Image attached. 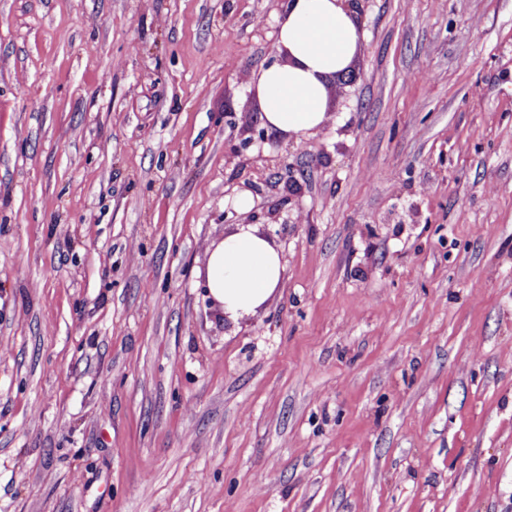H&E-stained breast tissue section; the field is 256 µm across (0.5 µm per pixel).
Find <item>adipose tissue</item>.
<instances>
[{"label":"adipose tissue","instance_id":"ef3b65f1","mask_svg":"<svg viewBox=\"0 0 512 512\" xmlns=\"http://www.w3.org/2000/svg\"><path fill=\"white\" fill-rule=\"evenodd\" d=\"M277 48L290 64H272L254 80L264 124L303 140L326 120V82L349 64L364 33L342 0H284L276 18ZM278 249L252 225H241L212 246L206 283L226 317L254 315L279 288Z\"/></svg>","mask_w":512,"mask_h":512}]
</instances>
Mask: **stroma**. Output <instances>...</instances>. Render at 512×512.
<instances>
[{"label":"stroma","mask_w":512,"mask_h":512,"mask_svg":"<svg viewBox=\"0 0 512 512\" xmlns=\"http://www.w3.org/2000/svg\"><path fill=\"white\" fill-rule=\"evenodd\" d=\"M281 3L0 0V512H512V0H367L245 150ZM229 191L284 265L235 323Z\"/></svg>","instance_id":"obj_1"}]
</instances>
